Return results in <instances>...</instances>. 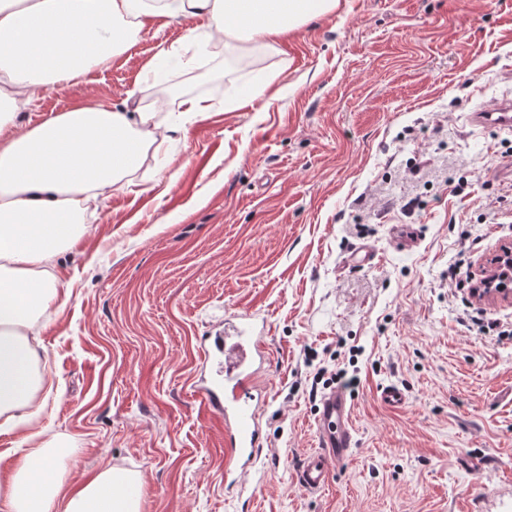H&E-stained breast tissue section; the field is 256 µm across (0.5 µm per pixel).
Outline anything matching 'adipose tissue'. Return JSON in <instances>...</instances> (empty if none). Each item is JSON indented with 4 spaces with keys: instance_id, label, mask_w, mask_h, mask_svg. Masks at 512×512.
I'll list each match as a JSON object with an SVG mask.
<instances>
[{
    "instance_id": "1",
    "label": "adipose tissue",
    "mask_w": 512,
    "mask_h": 512,
    "mask_svg": "<svg viewBox=\"0 0 512 512\" xmlns=\"http://www.w3.org/2000/svg\"><path fill=\"white\" fill-rule=\"evenodd\" d=\"M337 0H0V416H25L41 384L31 338L60 293L52 266L155 143L154 109L90 98L16 129L37 90L84 83L136 41L148 18L196 19L197 54L212 34L258 49L331 12ZM70 451L37 449L8 488L12 512H141L137 472L107 467L64 490Z\"/></svg>"
}]
</instances>
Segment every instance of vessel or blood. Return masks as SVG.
<instances>
[{"label": "vessel or blood", "mask_w": 512, "mask_h": 512, "mask_svg": "<svg viewBox=\"0 0 512 512\" xmlns=\"http://www.w3.org/2000/svg\"><path fill=\"white\" fill-rule=\"evenodd\" d=\"M470 120L477 127L511 131L512 99L473 112ZM263 340V330L255 319L243 315L226 322L223 333L215 335L206 349L224 362L223 379L202 388L200 404L224 423L228 452L224 480L228 483L236 482L253 464L264 437L254 383ZM316 425L319 449L303 460L296 475L298 485L309 492L327 485L332 466L342 465L354 446L351 405L343 391L333 390L322 398Z\"/></svg>", "instance_id": "1"}]
</instances>
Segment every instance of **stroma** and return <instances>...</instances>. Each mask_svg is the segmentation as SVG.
Listing matches in <instances>:
<instances>
[{
    "instance_id": "obj_1",
    "label": "stroma",
    "mask_w": 512,
    "mask_h": 512,
    "mask_svg": "<svg viewBox=\"0 0 512 512\" xmlns=\"http://www.w3.org/2000/svg\"><path fill=\"white\" fill-rule=\"evenodd\" d=\"M194 26L146 20L108 71L16 116L23 128L91 95L132 98L164 132L56 260L67 301L39 320L43 409L0 427V491L61 441L65 488L136 471L142 512H512V299L469 295L512 242V133L468 120L512 97V0H338L272 48H214L180 95L152 89V60L191 55ZM250 64L279 78L239 108ZM192 97L205 115L183 112ZM399 224L413 248L395 243ZM359 242L377 259L347 267ZM474 307L507 335L470 328ZM246 313L267 325L265 438L229 485L224 432L196 392L200 339ZM322 368L360 380L356 444L307 492L296 470L318 448ZM389 383L403 408L382 403Z\"/></svg>"
}]
</instances>
